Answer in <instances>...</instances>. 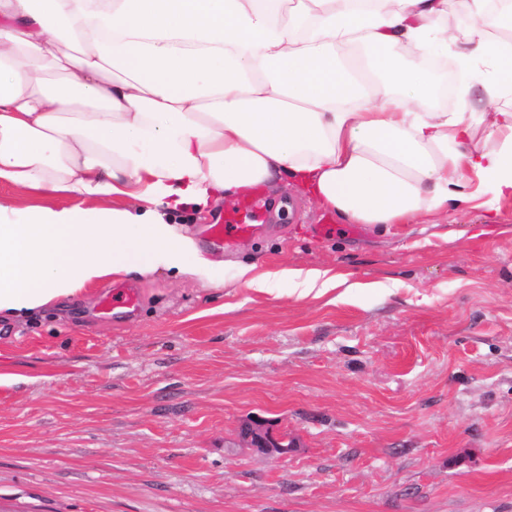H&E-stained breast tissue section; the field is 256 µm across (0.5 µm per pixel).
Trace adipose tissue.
Instances as JSON below:
<instances>
[{"label": "adipose tissue", "instance_id": "adipose-tissue-1", "mask_svg": "<svg viewBox=\"0 0 512 512\" xmlns=\"http://www.w3.org/2000/svg\"><path fill=\"white\" fill-rule=\"evenodd\" d=\"M0 0V313L23 316L110 276L157 268L224 282V265L168 224L276 178L346 224H418L512 198V7L460 0ZM454 53L455 111L431 110L427 69ZM64 72L45 87L39 74ZM484 135L485 144L475 141ZM82 196L51 204L50 196ZM236 279L320 296L319 269ZM458 1L448 0V16L452 18V21L447 20V26L448 30L454 34L458 41L462 42L472 22L460 11Z\"/></svg>", "mask_w": 512, "mask_h": 512}]
</instances>
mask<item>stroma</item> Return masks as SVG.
<instances>
[{"instance_id":"1","label":"stroma","mask_w":512,"mask_h":512,"mask_svg":"<svg viewBox=\"0 0 512 512\" xmlns=\"http://www.w3.org/2000/svg\"><path fill=\"white\" fill-rule=\"evenodd\" d=\"M258 193L230 248L204 229L237 200L166 216L222 286L160 268L0 317V512H512V199L369 231ZM240 262L356 287L261 292ZM124 284L138 311L103 313ZM255 419L291 450L238 445Z\"/></svg>"}]
</instances>
